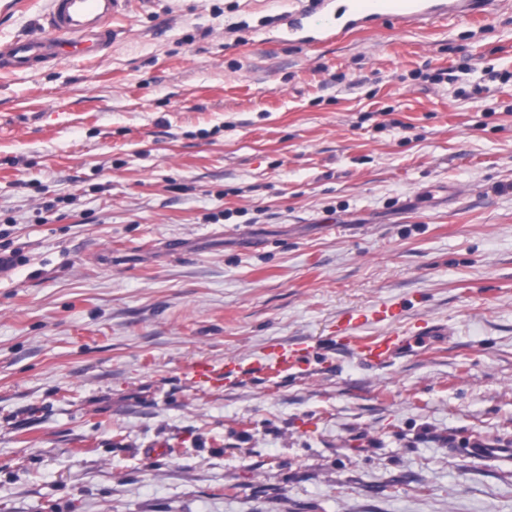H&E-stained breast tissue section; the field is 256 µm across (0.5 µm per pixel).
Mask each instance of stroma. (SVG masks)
Masks as SVG:
<instances>
[{"instance_id":"obj_1","label":"stroma","mask_w":512,"mask_h":512,"mask_svg":"<svg viewBox=\"0 0 512 512\" xmlns=\"http://www.w3.org/2000/svg\"><path fill=\"white\" fill-rule=\"evenodd\" d=\"M6 2L1 43L44 23ZM310 7L129 0L103 56L0 72V512H512V81L429 79L512 71V0L323 46ZM392 303L450 340L188 373ZM321 346L318 343L301 341L294 344L270 346L267 360L253 366H242L234 360H225L217 365L209 360H197L189 367V374L195 384L220 387L226 381L243 379L253 375H268L271 370L277 372L309 371L310 356Z\"/></svg>"}]
</instances>
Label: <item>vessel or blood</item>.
<instances>
[{
  "mask_svg": "<svg viewBox=\"0 0 512 512\" xmlns=\"http://www.w3.org/2000/svg\"><path fill=\"white\" fill-rule=\"evenodd\" d=\"M127 0H50L46 25L27 37L0 44V69L26 72L62 58L94 59L105 53L113 39L112 18ZM495 0H338L332 8L333 23L313 28L304 17L288 28L292 41L304 44L327 42L355 29H377L384 22L399 26L443 22L461 13L485 12ZM401 305L353 309L345 313L325 342L328 349L356 355L364 364L381 368L404 354L416 338L443 336L444 326L422 322L415 329H399ZM368 322H387L391 331L375 338L355 336L354 330ZM313 343L272 345L265 362L244 366L232 360L215 364L203 359L189 368L194 383L219 387L232 379L266 375L270 371H308Z\"/></svg>",
  "mask_w": 512,
  "mask_h": 512,
  "instance_id": "b4317fda",
  "label": "vessel or blood"
}]
</instances>
